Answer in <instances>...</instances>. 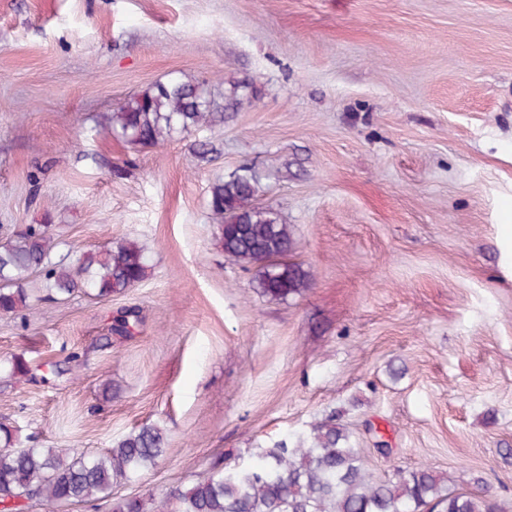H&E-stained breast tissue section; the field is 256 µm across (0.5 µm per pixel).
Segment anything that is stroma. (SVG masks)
Segmentation results:
<instances>
[{"label":"stroma","instance_id":"1","mask_svg":"<svg viewBox=\"0 0 512 512\" xmlns=\"http://www.w3.org/2000/svg\"><path fill=\"white\" fill-rule=\"evenodd\" d=\"M173 78L247 100L159 148L98 132ZM245 167L313 275L285 301L209 217ZM25 224L63 253L137 239L151 268L0 314V420L36 448L169 442L110 499L30 512L158 500L332 414L379 477L427 465L512 500V0H0V237Z\"/></svg>","mask_w":512,"mask_h":512}]
</instances>
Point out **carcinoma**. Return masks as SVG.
<instances>
[{
  "label": "carcinoma",
  "mask_w": 512,
  "mask_h": 512,
  "mask_svg": "<svg viewBox=\"0 0 512 512\" xmlns=\"http://www.w3.org/2000/svg\"><path fill=\"white\" fill-rule=\"evenodd\" d=\"M218 106L205 83L172 79L131 96L104 115L102 131L132 148L159 146L178 132L210 126ZM258 178L241 169L211 186L208 209L219 224L224 252L256 266L261 293L286 300L309 287L311 275L289 261L295 240L272 206L257 201ZM54 236L28 224L0 239V313L30 307V278L58 300L77 293L110 299L140 283L150 268L146 250L127 239L115 246L54 257ZM16 429L0 422V501L24 499L46 505L95 502L112 488L154 465L168 439L157 426H143L107 452L71 448H16ZM512 512V503L459 489L429 467L396 469L377 478L361 450L332 415L290 445L278 441L248 465L215 463L190 485L174 490L156 508L140 497L118 502L113 512Z\"/></svg>",
  "instance_id": "1"
}]
</instances>
